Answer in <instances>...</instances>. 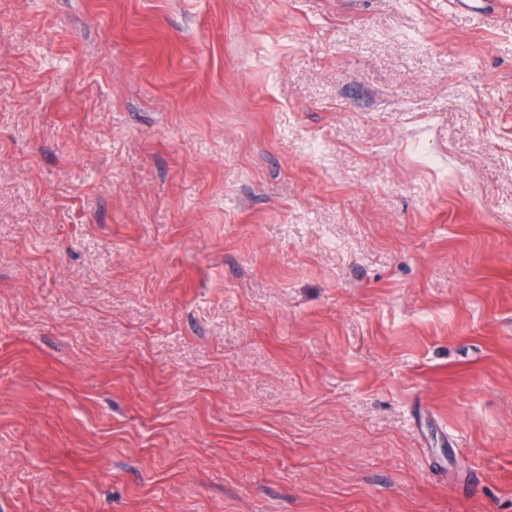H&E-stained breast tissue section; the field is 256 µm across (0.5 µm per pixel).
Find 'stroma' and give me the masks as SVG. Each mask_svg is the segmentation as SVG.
Masks as SVG:
<instances>
[{"instance_id": "obj_1", "label": "stroma", "mask_w": 512, "mask_h": 512, "mask_svg": "<svg viewBox=\"0 0 512 512\" xmlns=\"http://www.w3.org/2000/svg\"><path fill=\"white\" fill-rule=\"evenodd\" d=\"M0 0V512H512V0Z\"/></svg>"}]
</instances>
